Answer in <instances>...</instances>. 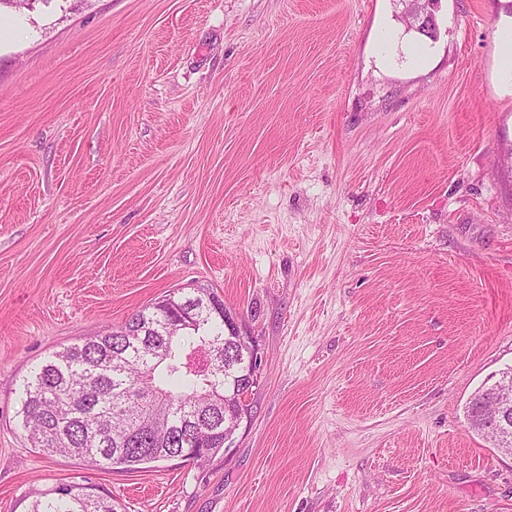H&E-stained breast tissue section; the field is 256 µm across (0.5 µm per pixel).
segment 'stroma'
<instances>
[{
    "label": "stroma",
    "mask_w": 512,
    "mask_h": 512,
    "mask_svg": "<svg viewBox=\"0 0 512 512\" xmlns=\"http://www.w3.org/2000/svg\"><path fill=\"white\" fill-rule=\"evenodd\" d=\"M30 0L0 8V512H512L464 406L512 366V0ZM261 355L204 466L31 447L24 379L179 288ZM404 4V11L401 10V18L405 22L407 29L435 38L438 32V24L434 13L435 5L439 0H398ZM409 5V17L406 15V4ZM499 45L500 80L504 89L512 94V28L500 32ZM92 490L86 486H57L34 500L30 512H118L111 497Z\"/></svg>",
    "instance_id": "stroma-1"
}]
</instances>
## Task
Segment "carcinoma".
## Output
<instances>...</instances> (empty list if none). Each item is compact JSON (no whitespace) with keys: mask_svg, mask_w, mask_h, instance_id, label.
I'll use <instances>...</instances> for the list:
<instances>
[{"mask_svg":"<svg viewBox=\"0 0 512 512\" xmlns=\"http://www.w3.org/2000/svg\"><path fill=\"white\" fill-rule=\"evenodd\" d=\"M209 288L183 294L181 313L154 302L124 324L66 347L31 371L19 414L32 447L78 457L97 468L133 470L167 460L174 450L207 462L224 451V400L238 383L242 353L212 304ZM474 394L465 407L469 429L481 433ZM30 512H118L112 498L86 486L43 493Z\"/></svg>","mask_w":512,"mask_h":512,"instance_id":"1","label":"carcinoma"}]
</instances>
